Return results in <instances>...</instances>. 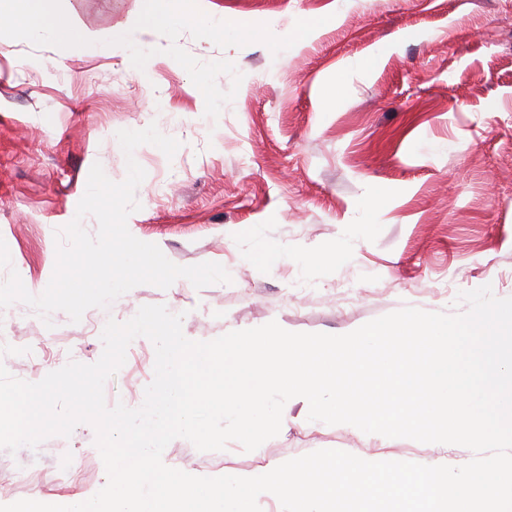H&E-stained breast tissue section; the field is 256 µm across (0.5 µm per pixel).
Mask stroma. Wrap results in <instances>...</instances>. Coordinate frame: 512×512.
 Returning a JSON list of instances; mask_svg holds the SVG:
<instances>
[{
    "mask_svg": "<svg viewBox=\"0 0 512 512\" xmlns=\"http://www.w3.org/2000/svg\"><path fill=\"white\" fill-rule=\"evenodd\" d=\"M212 19L243 18L288 35L296 20L325 24L291 48L263 43L222 48L182 33L197 60L232 62L243 76L218 119L188 73L154 33L135 37L153 50L148 68L128 50L98 47L61 56L0 37V239L11 269L41 294L55 266V233L70 223L89 171L101 164L115 182L127 175L116 133L156 124L177 138L174 157L144 144L132 156L146 177L140 210L127 221L137 239L157 244L174 264L222 265L230 282L168 289L140 285L80 322L61 311L42 320L16 302L0 310V362L35 383L64 359L95 363L108 320L125 322L141 306L182 314L192 341L277 322L290 332L343 334L411 306L467 310L459 292L485 285L512 297V0H197ZM76 22L107 27L134 0H62ZM376 56L371 71L360 69ZM284 249L272 269L248 264L258 245ZM348 255L317 261L334 247ZM146 337L105 384L107 406L139 407L154 377ZM95 430L78 425L38 448L0 449V466L31 473L15 499L65 503L107 482ZM381 461L430 464L472 460L467 448L442 450L406 438H372L319 423L291 407L276 437L258 452L235 441L202 452L186 439L164 450L165 465L211 477L257 475L313 451L337 449Z\"/></svg>",
    "mask_w": 512,
    "mask_h": 512,
    "instance_id": "1",
    "label": "stroma"
}]
</instances>
